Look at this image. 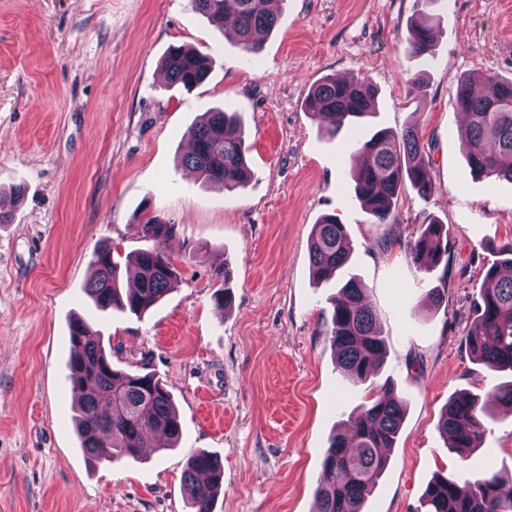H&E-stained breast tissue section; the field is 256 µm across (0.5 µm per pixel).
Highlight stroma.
<instances>
[{
	"mask_svg": "<svg viewBox=\"0 0 512 512\" xmlns=\"http://www.w3.org/2000/svg\"><path fill=\"white\" fill-rule=\"evenodd\" d=\"M277 25L245 54L189 0H0V512H190L188 457H220L215 512H315L331 439L371 397L337 368L326 321L335 282L311 274L309 236L323 216L346 228L347 266L387 338L378 380L407 403L390 463L364 512H414L437 473L512 472V417L494 399L504 374L465 346L473 302L512 241V183L473 176L455 108L466 76L512 79V0H278ZM434 16L432 55H411L407 26ZM186 46L213 61L192 91L162 60ZM367 78L373 116L334 138L304 109L313 83ZM239 113L253 178L241 191L181 166L204 112ZM417 125L434 185L404 187L391 223L356 200L351 147L381 128ZM23 186V196L13 189ZM177 224L171 290L142 315L94 307L92 255L144 248L143 212ZM448 226L447 264L411 259L420 225ZM233 273L218 310L216 271ZM444 290L431 304L430 289ZM95 323L112 362L150 372L171 393L182 436L137 459L86 457L72 420L69 327ZM478 393L484 433L467 458L437 430L456 392Z\"/></svg>",
	"mask_w": 512,
	"mask_h": 512,
	"instance_id": "stroma-1",
	"label": "stroma"
}]
</instances>
